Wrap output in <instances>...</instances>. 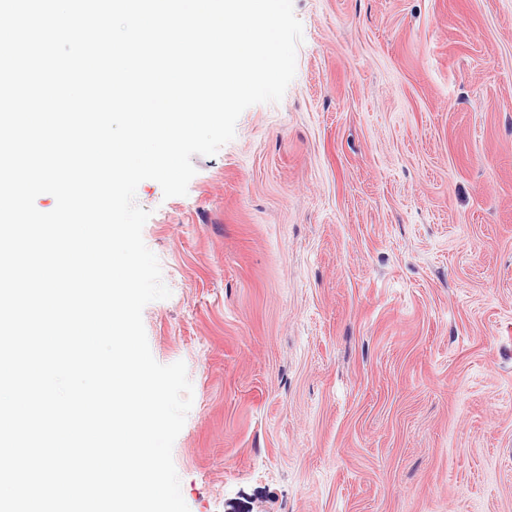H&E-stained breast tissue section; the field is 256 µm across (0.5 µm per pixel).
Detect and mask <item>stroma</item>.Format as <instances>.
Wrapping results in <instances>:
<instances>
[{"label":"stroma","instance_id":"1","mask_svg":"<svg viewBox=\"0 0 512 512\" xmlns=\"http://www.w3.org/2000/svg\"><path fill=\"white\" fill-rule=\"evenodd\" d=\"M282 100L139 184L189 512H512V0H293Z\"/></svg>","mask_w":512,"mask_h":512}]
</instances>
